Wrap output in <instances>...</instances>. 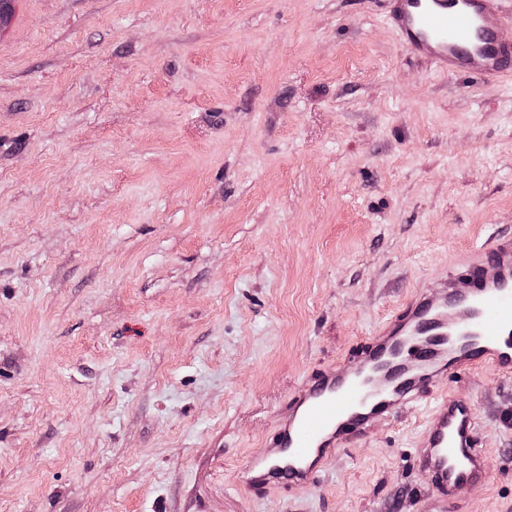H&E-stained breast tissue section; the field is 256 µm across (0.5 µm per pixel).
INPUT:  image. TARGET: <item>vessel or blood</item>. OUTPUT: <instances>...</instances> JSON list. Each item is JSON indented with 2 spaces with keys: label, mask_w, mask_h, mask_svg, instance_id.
<instances>
[{
  "label": "vessel or blood",
  "mask_w": 512,
  "mask_h": 512,
  "mask_svg": "<svg viewBox=\"0 0 512 512\" xmlns=\"http://www.w3.org/2000/svg\"><path fill=\"white\" fill-rule=\"evenodd\" d=\"M504 0H383L404 47L440 71L479 81L512 76V9ZM489 364L512 372V236L450 264L436 292L415 297L361 352L311 374L292 393L277 430L242 468L254 495L309 487L329 459L373 426L429 400L414 450L432 485L429 512H465L464 496L489 482L493 465L467 398L435 394L437 379L463 382Z\"/></svg>",
  "instance_id": "1"
}]
</instances>
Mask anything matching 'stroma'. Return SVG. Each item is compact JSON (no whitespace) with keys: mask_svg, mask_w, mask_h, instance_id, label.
Masks as SVG:
<instances>
[{"mask_svg":"<svg viewBox=\"0 0 512 512\" xmlns=\"http://www.w3.org/2000/svg\"><path fill=\"white\" fill-rule=\"evenodd\" d=\"M512 235V77L379 0H15L0 30V512H426L427 405L314 485L238 474L308 375ZM456 391L512 512V375Z\"/></svg>","mask_w":512,"mask_h":512,"instance_id":"obj_1","label":"stroma"}]
</instances>
